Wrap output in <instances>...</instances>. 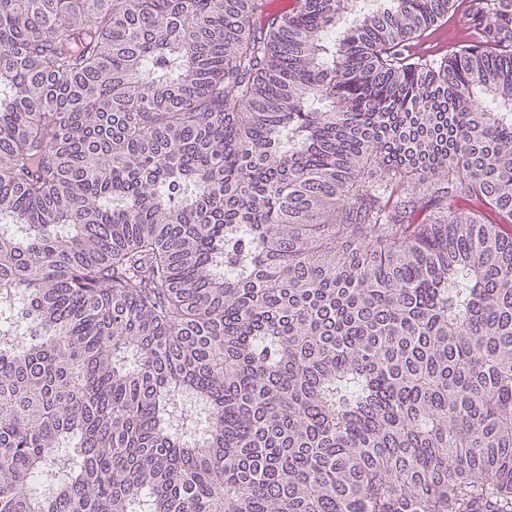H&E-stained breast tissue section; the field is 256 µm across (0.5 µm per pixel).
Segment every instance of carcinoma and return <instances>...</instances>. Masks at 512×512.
Wrapping results in <instances>:
<instances>
[{
    "instance_id": "1",
    "label": "carcinoma",
    "mask_w": 512,
    "mask_h": 512,
    "mask_svg": "<svg viewBox=\"0 0 512 512\" xmlns=\"http://www.w3.org/2000/svg\"><path fill=\"white\" fill-rule=\"evenodd\" d=\"M276 2L0 0V512H512V0ZM463 1L467 0H457L455 3L456 11L454 13L453 11H450L448 13V19L446 21L443 20L441 26L428 30L419 41V43H416L410 47V53H416L415 56H417L420 53L437 49L438 46L445 42L453 49V47L456 46V43L461 41L464 36V33L458 22L460 13L465 6V2ZM449 52L447 51L445 53L429 57L427 60H439L446 55L448 56Z\"/></svg>"
}]
</instances>
